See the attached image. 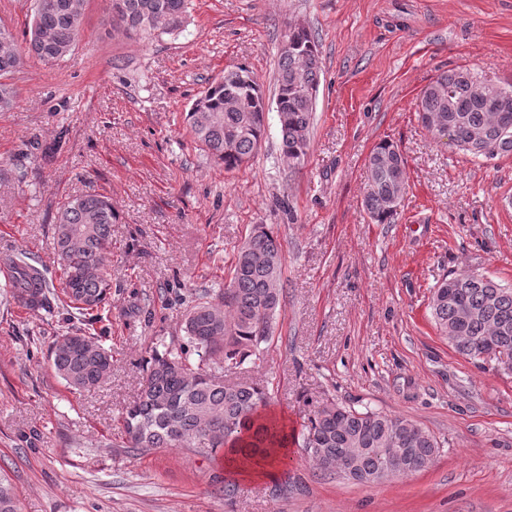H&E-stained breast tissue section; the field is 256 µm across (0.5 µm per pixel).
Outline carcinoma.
<instances>
[{
    "mask_svg": "<svg viewBox=\"0 0 512 512\" xmlns=\"http://www.w3.org/2000/svg\"><path fill=\"white\" fill-rule=\"evenodd\" d=\"M112 24L129 37L152 40L179 29L191 0H109ZM84 15V0H33L28 38L19 42L0 27V112L17 98L4 78L28 59H64L75 48ZM321 59L317 41L302 30L292 50L279 54L275 72V112L280 151L293 166L305 163L319 85ZM479 74L468 69L440 73L419 96L424 127L451 124L459 150L475 158L472 134L485 132L494 159L512 154V96L485 99L472 91ZM266 100L250 71L241 67L211 83L186 114L193 138L214 162L229 171L250 159L265 134ZM407 189L403 156L383 141L367 159L364 206L376 224H391ZM119 220L112 202L88 192L65 201L57 213L54 249L61 267L58 285L44 277L27 280L32 268L26 253H6L0 262L8 269L6 294L26 308L43 309L51 297L87 317L91 326L101 320L97 311L111 294L106 274L112 247V225ZM282 245L258 224L238 248L230 287L212 302L201 295L187 313V342L152 350L146 362L138 398L123 420L129 447L147 452L159 448H202L224 451L243 467L260 466L288 448L286 425L267 411L269 391L240 380L227 382L224 372L257 365L261 344L271 334L280 308ZM471 310L468 320L458 307ZM431 313L441 335L459 354L477 361L492 349L512 353V287L485 275L460 274L444 278L434 288ZM196 359H191V356ZM50 360L55 372L77 391H92L112 372V351L94 334L77 329L53 343ZM302 448L325 474L343 473L359 484L418 472L439 451L437 439L411 420L370 410L357 411L327 402L314 411L302 434ZM385 448L402 449V461L390 469ZM0 512H19L9 481L0 476Z\"/></svg>",
    "mask_w": 512,
    "mask_h": 512,
    "instance_id": "carcinoma-1",
    "label": "carcinoma"
}]
</instances>
